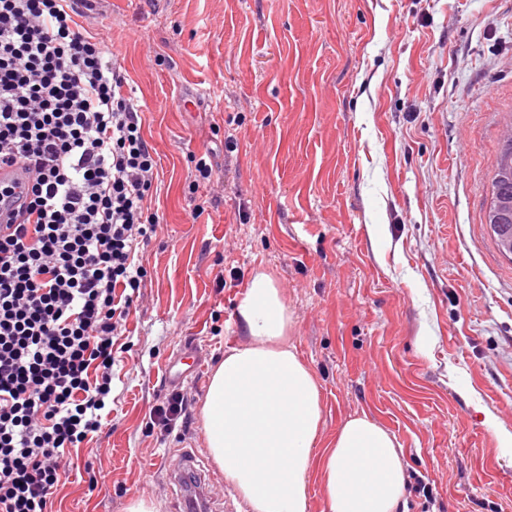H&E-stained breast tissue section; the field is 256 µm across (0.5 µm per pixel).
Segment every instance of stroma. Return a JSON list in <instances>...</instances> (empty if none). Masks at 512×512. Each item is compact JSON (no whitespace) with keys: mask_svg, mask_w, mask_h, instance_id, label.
<instances>
[{"mask_svg":"<svg viewBox=\"0 0 512 512\" xmlns=\"http://www.w3.org/2000/svg\"><path fill=\"white\" fill-rule=\"evenodd\" d=\"M85 26L142 107L160 222L111 420L69 457L53 512L136 497L182 512L192 480L207 512H246L199 410L249 342L237 306L259 269L321 387L322 441L367 415L409 464L406 512H512L496 437L512 432V258L485 218L512 118V0H98ZM206 151L216 196L189 189ZM188 344L203 371L177 384L165 369ZM174 388L187 427L149 430Z\"/></svg>","mask_w":512,"mask_h":512,"instance_id":"1","label":"stroma"}]
</instances>
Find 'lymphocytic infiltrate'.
<instances>
[{"mask_svg":"<svg viewBox=\"0 0 512 512\" xmlns=\"http://www.w3.org/2000/svg\"><path fill=\"white\" fill-rule=\"evenodd\" d=\"M93 0H0V512H52L112 376L156 231L157 161Z\"/></svg>","mask_w":512,"mask_h":512,"instance_id":"1","label":"lymphocytic infiltrate"}]
</instances>
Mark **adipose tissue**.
<instances>
[{"instance_id": "adipose-tissue-1", "label": "adipose tissue", "mask_w": 512, "mask_h": 512, "mask_svg": "<svg viewBox=\"0 0 512 512\" xmlns=\"http://www.w3.org/2000/svg\"><path fill=\"white\" fill-rule=\"evenodd\" d=\"M238 316L250 342L214 368L200 417L213 463L248 512H309L313 475L328 512H400L408 464L392 433L359 415L320 445L321 388L288 343V307L270 274L252 276Z\"/></svg>"}]
</instances>
